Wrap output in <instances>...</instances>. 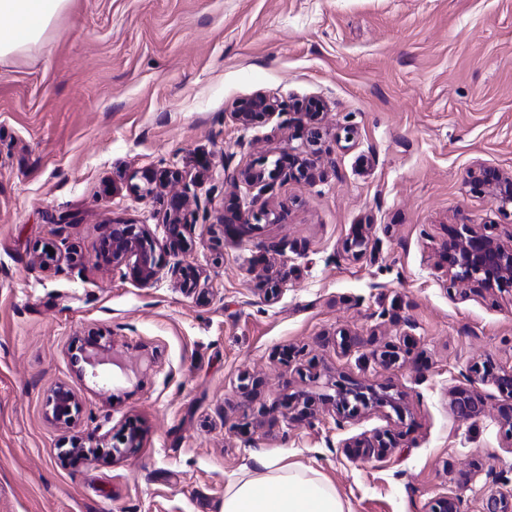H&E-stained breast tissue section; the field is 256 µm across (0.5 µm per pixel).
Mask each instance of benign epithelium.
Returning <instances> with one entry per match:
<instances>
[{"mask_svg": "<svg viewBox=\"0 0 512 512\" xmlns=\"http://www.w3.org/2000/svg\"><path fill=\"white\" fill-rule=\"evenodd\" d=\"M287 104L274 96L258 94L235 106L234 115L242 123L256 120L265 115L284 112ZM305 180L308 178V165L305 161L295 158L284 171L280 166L271 170L264 169V163L244 169L229 171L224 168V178L234 181L243 179L249 184L260 186L266 192L274 186L275 181L282 177ZM145 184H135L132 191L141 196L153 193V184H162L179 180V172L165 171L160 175L147 172L143 175ZM475 182L486 187L493 198L503 204H512V175L507 176L491 168H480L474 171ZM186 196L173 195L168 203L166 213V240L157 245L137 224H113L103 240L112 264L126 266L132 280L141 286L153 284L162 269L163 257L166 253H176L183 248L184 232L188 228L185 214ZM367 246V235L358 228L346 242V251L353 256L361 255ZM448 282L462 293L469 291H485L489 293H508L512 296V234L507 238L492 237L485 234L478 224H463L461 229L454 231L448 239L443 252ZM171 274L182 280L186 288H195L201 279L199 270L190 266L174 265ZM468 379L471 384L490 382L498 391L512 397V370H497L486 363L470 368ZM336 410L346 411L348 408H385L399 411L398 399L386 388L362 389L360 387H339L332 399ZM55 419L61 421L71 417L76 407L73 393L58 386L47 398ZM454 412L465 418L479 415L484 409V400L475 389L458 388L451 396ZM391 443L385 436H377L375 441L368 443L362 450V456L369 459L385 455Z\"/></svg>", "mask_w": 512, "mask_h": 512, "instance_id": "1", "label": "benign epithelium"}]
</instances>
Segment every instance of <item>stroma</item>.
<instances>
[{"label": "stroma", "instance_id": "obj_1", "mask_svg": "<svg viewBox=\"0 0 512 512\" xmlns=\"http://www.w3.org/2000/svg\"><path fill=\"white\" fill-rule=\"evenodd\" d=\"M259 93L287 111L240 123ZM293 156L312 180L224 177ZM480 165L512 174V0H72L40 53L0 67V512H219L275 458L323 474L344 512L512 497L497 388L479 385L477 417L450 405L471 365L512 369V296L461 293L439 266L457 225L512 234ZM150 169L182 180L133 194ZM176 192L186 245L136 285L103 238L140 224L164 243ZM90 336L112 359L96 377L73 361ZM339 386L401 409L337 412ZM378 434L384 457L347 452ZM47 405L51 407L52 413L55 416L53 417L59 421H68L71 417L72 409L76 408L73 393L62 386L56 387L51 391L47 398Z\"/></svg>", "mask_w": 512, "mask_h": 512}]
</instances>
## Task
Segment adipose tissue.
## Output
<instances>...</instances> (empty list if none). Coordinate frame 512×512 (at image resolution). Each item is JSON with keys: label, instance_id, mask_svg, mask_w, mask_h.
Masks as SVG:
<instances>
[{"label": "adipose tissue", "instance_id": "1", "mask_svg": "<svg viewBox=\"0 0 512 512\" xmlns=\"http://www.w3.org/2000/svg\"><path fill=\"white\" fill-rule=\"evenodd\" d=\"M69 0H0V64L39 50ZM229 485L220 512H344L335 488L319 472L279 464Z\"/></svg>", "mask_w": 512, "mask_h": 512}]
</instances>
